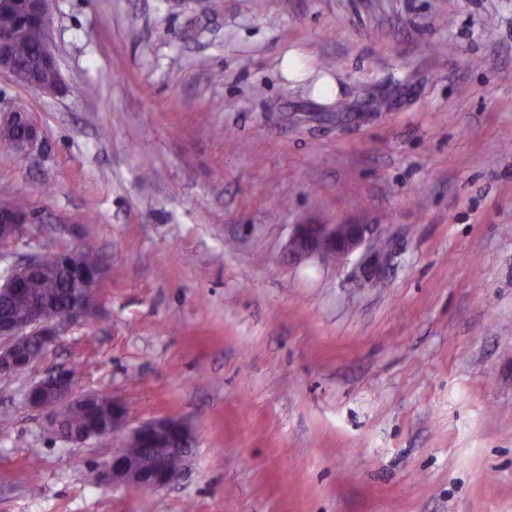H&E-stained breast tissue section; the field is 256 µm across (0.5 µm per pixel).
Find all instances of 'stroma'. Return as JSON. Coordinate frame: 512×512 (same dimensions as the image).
<instances>
[{
	"mask_svg": "<svg viewBox=\"0 0 512 512\" xmlns=\"http://www.w3.org/2000/svg\"><path fill=\"white\" fill-rule=\"evenodd\" d=\"M51 96L9 261L92 235L95 315L0 377V512H512V0H50ZM394 254L296 262L297 224ZM195 433L186 478L92 480L46 372Z\"/></svg>",
	"mask_w": 512,
	"mask_h": 512,
	"instance_id": "obj_1",
	"label": "stroma"
}]
</instances>
